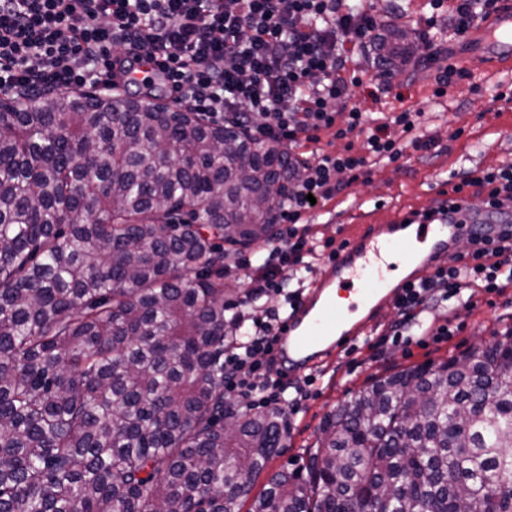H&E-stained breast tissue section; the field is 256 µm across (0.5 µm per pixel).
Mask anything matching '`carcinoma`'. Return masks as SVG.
<instances>
[{
	"label": "carcinoma",
	"instance_id": "cac0c4a2",
	"mask_svg": "<svg viewBox=\"0 0 512 512\" xmlns=\"http://www.w3.org/2000/svg\"><path fill=\"white\" fill-rule=\"evenodd\" d=\"M293 164L162 96H0V512H512V326L372 381L250 497L288 422L224 425V244L278 236Z\"/></svg>",
	"mask_w": 512,
	"mask_h": 512
}]
</instances>
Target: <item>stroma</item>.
I'll return each mask as SVG.
<instances>
[{"instance_id":"stroma-1","label":"stroma","mask_w":512,"mask_h":512,"mask_svg":"<svg viewBox=\"0 0 512 512\" xmlns=\"http://www.w3.org/2000/svg\"><path fill=\"white\" fill-rule=\"evenodd\" d=\"M401 27L410 29L412 59L401 72L402 86L389 93L376 85L363 84L351 94L365 112H400L423 109L428 120L422 129L435 142L427 151H410L399 164L377 167L370 182L355 183L310 218L312 234L319 239L341 240L348 225L380 224L395 213L438 207L440 191L450 174L489 165H512V101L497 99V87L512 86V68H476L471 79L454 83L441 100L432 97L434 69L424 63L420 47L424 37L450 30L448 19L427 28L432 10L427 0H409ZM457 330L448 339H426L421 344H386L378 350L366 347L340 353L316 367L318 379L313 395L287 411L289 434L284 448L259 476L254 492H261L268 474L299 470L305 450L320 434L321 423L337 404L350 398L372 379L402 368L437 362L449 355L468 352L481 342L492 341L495 332L512 325V286L494 302L478 300L476 306L457 318Z\"/></svg>"}]
</instances>
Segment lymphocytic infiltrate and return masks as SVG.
Segmentation results:
<instances>
[{
  "instance_id": "1",
  "label": "lymphocytic infiltrate",
  "mask_w": 512,
  "mask_h": 512,
  "mask_svg": "<svg viewBox=\"0 0 512 512\" xmlns=\"http://www.w3.org/2000/svg\"><path fill=\"white\" fill-rule=\"evenodd\" d=\"M386 17L372 0H0L1 94L128 86L131 62L143 61L144 81L161 77L181 108L235 119L255 144L291 149L324 133L341 142L289 176L276 209L279 236L256 251L244 298L227 305L228 322L242 331L224 348V397L241 407H297L315 381L292 383L275 370L284 315L258 304L332 248L311 239L305 215L368 182L380 163L430 147L420 134L422 112L374 118L351 100V87L367 80L387 91L400 84L396 66L381 57L353 58L355 49L376 47ZM115 46L121 54H112ZM473 197L495 213L511 208L512 166L467 171L438 210L459 212ZM511 284L512 229L492 243L470 232L465 253L405 288L385 337L408 345L418 336H451L449 324L433 325L425 312L468 311L476 293L499 296Z\"/></svg>"
}]
</instances>
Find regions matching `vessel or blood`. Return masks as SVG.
<instances>
[{
  "mask_svg": "<svg viewBox=\"0 0 512 512\" xmlns=\"http://www.w3.org/2000/svg\"><path fill=\"white\" fill-rule=\"evenodd\" d=\"M453 60L467 69L512 65V0H498L492 16L471 30ZM465 230L462 224L441 218L426 221L408 213L353 230L330 261L329 276L316 282L286 319L273 349L277 362L287 371L309 370L354 342L362 325L340 315L335 293L354 295L353 311L375 313L451 256ZM399 253L407 260L408 272L393 280L385 274V257Z\"/></svg>",
  "mask_w": 512,
  "mask_h": 512,
  "instance_id": "b4317fda",
  "label": "vessel or blood"
}]
</instances>
